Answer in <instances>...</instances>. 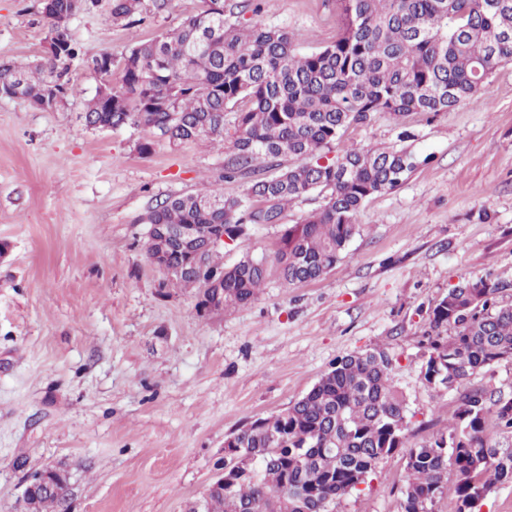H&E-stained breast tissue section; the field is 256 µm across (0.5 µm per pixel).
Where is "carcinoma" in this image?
Returning <instances> with one entry per match:
<instances>
[{"instance_id": "obj_1", "label": "carcinoma", "mask_w": 512, "mask_h": 512, "mask_svg": "<svg viewBox=\"0 0 512 512\" xmlns=\"http://www.w3.org/2000/svg\"><path fill=\"white\" fill-rule=\"evenodd\" d=\"M94 0H43L42 14L76 15ZM146 0H112V21L132 19ZM336 39L310 53L296 48L283 27L229 22L252 0H211L210 8L178 27L138 43L122 57L123 84L85 106V123L118 129L140 125L171 146L224 136V113L234 112L233 153L225 177L248 179L243 196L218 189L168 197L141 218L197 225L193 249L167 241L169 284L197 290L195 308L220 294L224 309L253 301L274 265L290 285L330 272L360 232L358 214L370 197L406 182L421 164L410 149L366 148L332 158L346 130L375 113L436 114L478 100L484 74L512 60V0H332ZM66 47L34 64L0 62V95L32 105L64 100L70 73L82 61L70 32ZM293 160L284 167L281 160ZM318 191L324 204L301 223L283 226L272 260L247 254L226 267L210 246V225L239 244L253 224H277L293 202ZM224 272L220 291L202 287L199 272ZM509 283L479 277L450 289L428 310L421 374L434 392L453 391L501 361L512 360V303L499 301ZM406 400L381 348L336 360L284 411L257 418L231 436L224 488L212 490L205 512H328L358 489L379 462L401 448L406 482L400 512H435L451 495L455 512H474L492 485L512 482V448L486 433L493 421L512 433V395L486 388L460 393L447 430L411 448ZM65 486L26 496L29 512H53Z\"/></svg>"}]
</instances>
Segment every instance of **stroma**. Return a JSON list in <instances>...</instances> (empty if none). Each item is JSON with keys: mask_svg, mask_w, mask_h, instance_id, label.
<instances>
[{"mask_svg": "<svg viewBox=\"0 0 512 512\" xmlns=\"http://www.w3.org/2000/svg\"><path fill=\"white\" fill-rule=\"evenodd\" d=\"M245 23L287 28L297 47L335 39L327 0H258ZM202 0H168L128 25L97 0L70 22L83 62L67 101L42 110L0 98V512H28L36 472L67 476L64 512H184L213 482L224 441L285 410L343 355L385 349L407 402L409 445L446 428L457 392L422 380L429 307L462 280L512 285V63L495 68L475 103L435 115H374L339 151L406 146L422 165L370 198L340 262L319 280L286 285L270 273L252 302L201 315L192 291L163 287L139 218L167 197L222 190L234 113L224 140L151 155L143 126L87 128L100 78L86 65L121 60L176 27ZM50 24L41 0H0V60H44ZM279 228L257 224L247 246L226 243L225 265L272 254ZM403 451L380 461L329 512H399Z\"/></svg>", "mask_w": 512, "mask_h": 512, "instance_id": "35a3bbf8", "label": "stroma"}]
</instances>
